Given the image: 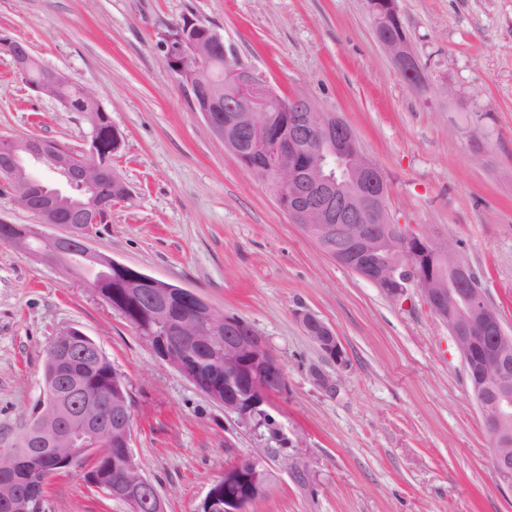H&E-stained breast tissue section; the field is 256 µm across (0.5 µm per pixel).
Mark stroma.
<instances>
[{"mask_svg":"<svg viewBox=\"0 0 512 512\" xmlns=\"http://www.w3.org/2000/svg\"><path fill=\"white\" fill-rule=\"evenodd\" d=\"M397 5L418 89L378 41L368 0H0V32L89 88L123 137L112 166L130 196L94 246L250 322L287 372L264 405L269 425L253 428L80 279L0 244V448L43 397L47 348L75 326L126 381L130 452L165 512H196L243 456L269 473L249 512H512L463 361L421 291L388 298L327 257L191 109L164 60L172 26L197 19L277 93L341 116L387 177L392 220L455 249L512 332V0ZM26 134L80 150L89 126L0 55V138ZM300 310L334 330L342 363ZM86 472L49 477L45 512H129ZM297 317L307 335L320 347L333 362L342 363L344 352L332 328L323 320L307 311H300Z\"/></svg>","mask_w":512,"mask_h":512,"instance_id":"1","label":"stroma"}]
</instances>
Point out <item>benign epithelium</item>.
Returning <instances> with one entry per match:
<instances>
[{
	"mask_svg": "<svg viewBox=\"0 0 512 512\" xmlns=\"http://www.w3.org/2000/svg\"><path fill=\"white\" fill-rule=\"evenodd\" d=\"M378 41L391 54L404 81L421 85L417 58L403 38L389 32L399 25L394 0H369ZM165 43V60L178 85L188 93L195 111L237 160L256 178L273 185L276 201L291 223L334 262L381 288L391 299L407 285L421 288L435 315L448 327L467 374L480 383L472 389L483 423L493 439L492 470L500 485L512 492V439L505 425L512 419V338L507 336L497 307L470 264L445 243L410 234L391 221L389 187L381 169L359 146L348 123L338 114L319 110L302 94L281 96L237 56L224 50V35L206 23L188 19L175 25ZM0 51L13 60L17 73L29 80L36 59L23 41L0 35ZM224 57V80L215 82L211 65ZM74 85L85 96L92 92L57 70L42 67L37 93L60 100L62 88ZM285 113L288 136L271 133L270 115ZM10 151L0 159V178L9 182L19 206L35 213L36 224H3L0 239L67 276L80 266L107 274L125 272V287L137 289L152 308L157 331L147 336L156 353L174 365L201 392L244 422L257 420L265 396L285 389V366L247 321L219 314L193 290L131 270L91 246V236L112 208L125 201L128 188L112 169L98 139L77 155L38 136L8 138ZM45 227L62 229L48 234ZM454 285H449L445 274ZM297 317L307 335L333 362L344 352L332 328L307 311ZM201 340L224 353V395L216 383L189 369L182 347ZM78 341L82 354L101 358L95 341L77 327L65 328L49 347L48 363L58 387L50 407L38 409L51 445V472L75 459L97 455L107 432L131 439V412L121 387L91 393L70 390L68 366ZM21 459L0 448V497L14 501L16 512H43L44 494L21 497L11 476ZM224 497L209 491L198 512H248L266 491L269 476L261 461L239 458L224 471ZM152 483L126 454L123 477L112 495L133 510Z\"/></svg>",
	"mask_w": 512,
	"mask_h": 512,
	"instance_id": "7a95c632",
	"label": "benign epithelium"
}]
</instances>
